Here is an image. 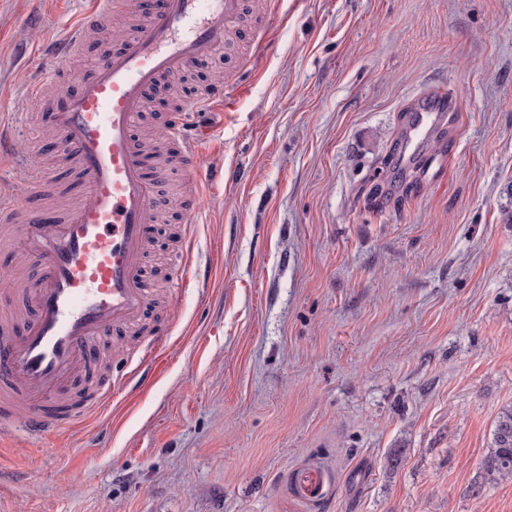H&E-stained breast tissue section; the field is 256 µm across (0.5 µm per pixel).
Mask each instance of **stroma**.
Here are the masks:
<instances>
[{
	"instance_id": "stroma-1",
	"label": "stroma",
	"mask_w": 512,
	"mask_h": 512,
	"mask_svg": "<svg viewBox=\"0 0 512 512\" xmlns=\"http://www.w3.org/2000/svg\"><path fill=\"white\" fill-rule=\"evenodd\" d=\"M85 0H0V121L23 160L0 190L29 196L55 137L33 124L71 74L114 49L90 36L45 54ZM267 46L235 45L166 99L231 78L234 111L192 117L194 170L153 199V281L191 238L189 287L153 305L168 367L118 397L94 432L0 436V512H512L481 461L512 406V0H282ZM459 108L423 140L422 97ZM150 103L144 124H166ZM195 214L171 208L185 181ZM432 100V105L422 109L418 118L414 121L413 126L409 130V139H420L427 134L430 125L437 115L435 112H443V109L446 106V101L448 104V93H435Z\"/></svg>"
}]
</instances>
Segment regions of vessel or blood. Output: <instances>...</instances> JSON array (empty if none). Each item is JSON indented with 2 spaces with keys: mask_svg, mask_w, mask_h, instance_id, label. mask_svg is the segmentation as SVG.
Listing matches in <instances>:
<instances>
[{
  "mask_svg": "<svg viewBox=\"0 0 512 512\" xmlns=\"http://www.w3.org/2000/svg\"><path fill=\"white\" fill-rule=\"evenodd\" d=\"M128 0H90L54 53L65 62L94 32L108 30ZM243 13V0H161L157 12L130 27L112 55L77 76V92L59 94L45 125L60 137L59 164L75 162L81 194L64 216L20 221V201L0 193V223L14 265L36 271L12 286L0 274V300L23 298L0 311V427L22 422L35 434L58 433L86 421L133 384L164 368L165 335L140 351L123 375L97 377L109 354V333L137 331L150 297L145 281L154 188L171 164L194 162L198 142L184 135L192 113L232 111V85H214L171 113L157 142L164 162L151 163L134 132L152 91L222 48ZM447 93L435 94L409 130L423 138Z\"/></svg>",
  "mask_w": 512,
  "mask_h": 512,
  "instance_id": "vessel-or-blood-1",
  "label": "vessel or blood"
}]
</instances>
